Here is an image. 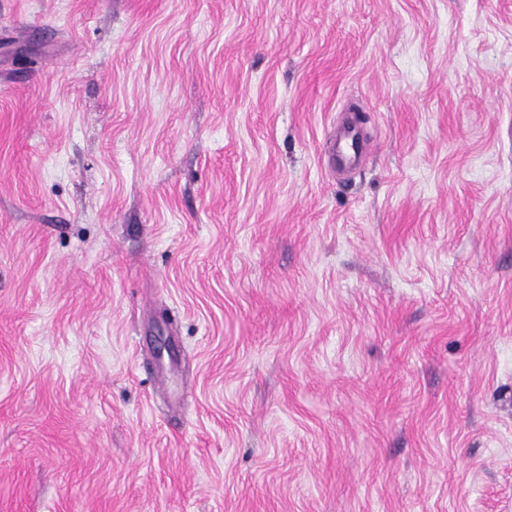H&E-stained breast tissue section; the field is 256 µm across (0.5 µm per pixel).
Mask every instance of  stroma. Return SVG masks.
I'll use <instances>...</instances> for the list:
<instances>
[{"mask_svg": "<svg viewBox=\"0 0 512 512\" xmlns=\"http://www.w3.org/2000/svg\"><path fill=\"white\" fill-rule=\"evenodd\" d=\"M0 512H512V0H0Z\"/></svg>", "mask_w": 512, "mask_h": 512, "instance_id": "obj_1", "label": "stroma"}]
</instances>
